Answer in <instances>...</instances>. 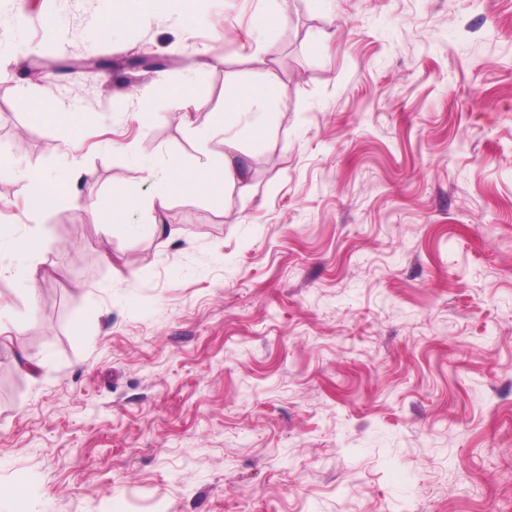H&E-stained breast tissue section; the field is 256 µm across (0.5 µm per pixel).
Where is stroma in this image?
I'll return each instance as SVG.
<instances>
[{
    "label": "stroma",
    "mask_w": 512,
    "mask_h": 512,
    "mask_svg": "<svg viewBox=\"0 0 512 512\" xmlns=\"http://www.w3.org/2000/svg\"><path fill=\"white\" fill-rule=\"evenodd\" d=\"M278 4L0 0V160L79 171L35 297L0 274V512H512V0ZM257 82L245 185L172 200L170 239L98 232V197L157 190L135 152L208 166Z\"/></svg>",
    "instance_id": "obj_1"
}]
</instances>
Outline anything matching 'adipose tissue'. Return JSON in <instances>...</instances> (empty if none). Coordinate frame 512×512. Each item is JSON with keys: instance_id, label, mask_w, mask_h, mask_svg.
<instances>
[{"instance_id": "obj_1", "label": "adipose tissue", "mask_w": 512, "mask_h": 512, "mask_svg": "<svg viewBox=\"0 0 512 512\" xmlns=\"http://www.w3.org/2000/svg\"><path fill=\"white\" fill-rule=\"evenodd\" d=\"M274 93L272 85L258 83L243 89L244 103L229 101L224 111V138L212 142L208 129H200V143L208 152L219 155L222 162L216 168H203L188 172L177 165L159 167L147 151H140L135 162L146 173L148 179L158 184V191L151 197V210L166 209L172 196L186 193H207L223 196L226 184L246 181L250 168L239 155L238 130L260 132L266 123L262 116L265 103ZM39 248V237L27 232L25 238H17L14 230L0 227V256L9 257L14 277L27 283H35L40 271L35 263Z\"/></svg>"}]
</instances>
